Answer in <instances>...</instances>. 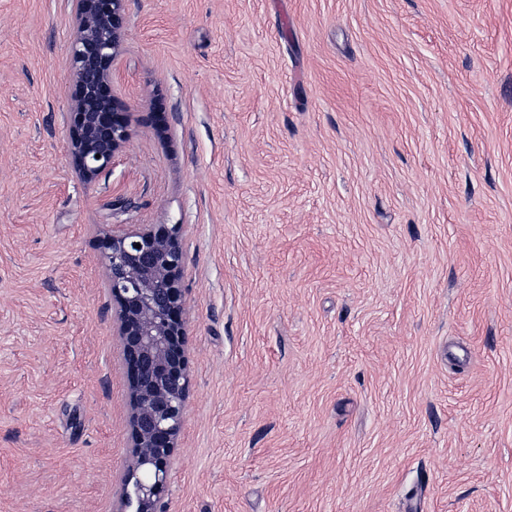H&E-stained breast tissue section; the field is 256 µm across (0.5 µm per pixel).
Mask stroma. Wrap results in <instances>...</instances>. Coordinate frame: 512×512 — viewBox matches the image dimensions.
Returning <instances> with one entry per match:
<instances>
[{
    "label": "stroma",
    "mask_w": 512,
    "mask_h": 512,
    "mask_svg": "<svg viewBox=\"0 0 512 512\" xmlns=\"http://www.w3.org/2000/svg\"><path fill=\"white\" fill-rule=\"evenodd\" d=\"M71 0H0V512H123L101 239L176 224L165 512H512V0H125L135 116L67 152Z\"/></svg>",
    "instance_id": "obj_1"
}]
</instances>
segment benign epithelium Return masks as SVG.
I'll return each instance as SVG.
<instances>
[{
	"instance_id": "obj_1",
	"label": "benign epithelium",
	"mask_w": 512,
	"mask_h": 512,
	"mask_svg": "<svg viewBox=\"0 0 512 512\" xmlns=\"http://www.w3.org/2000/svg\"><path fill=\"white\" fill-rule=\"evenodd\" d=\"M124 2L73 0L68 152L88 184L111 170L131 135L128 107L112 89L113 63L127 27ZM178 233L179 225L163 224L101 241L130 391L125 502L133 512H160L189 393Z\"/></svg>"
}]
</instances>
